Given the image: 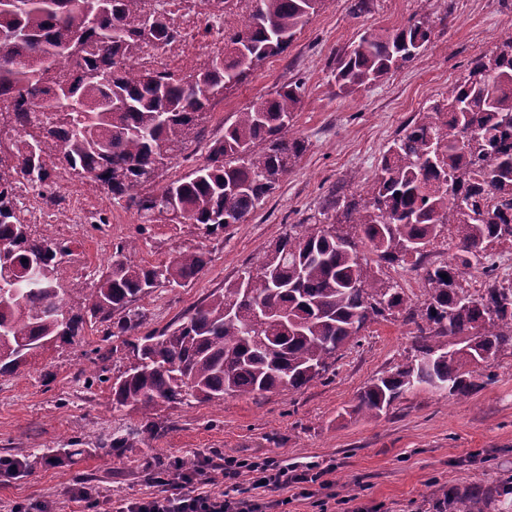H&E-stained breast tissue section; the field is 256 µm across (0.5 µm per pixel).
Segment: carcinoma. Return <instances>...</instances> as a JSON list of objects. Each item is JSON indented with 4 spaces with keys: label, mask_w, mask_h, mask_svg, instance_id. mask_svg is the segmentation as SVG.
<instances>
[{
    "label": "carcinoma",
    "mask_w": 512,
    "mask_h": 512,
    "mask_svg": "<svg viewBox=\"0 0 512 512\" xmlns=\"http://www.w3.org/2000/svg\"><path fill=\"white\" fill-rule=\"evenodd\" d=\"M254 2L224 52L188 77L135 69L143 46L168 45L175 33L167 15L146 10L144 0H26L22 11L0 13V128L9 132L0 137V376L88 326L134 335L146 318L134 302L186 286L210 261L204 249L188 248L158 264L136 262L132 240L115 246L91 282L62 288L56 273L70 245L48 230L31 233L19 185L48 192L57 172L68 171L135 208L143 233L169 221L218 235L245 222L303 155L305 141L291 124L302 86L288 84L236 113L188 175L155 185L165 159L197 138L202 113L284 52L324 0ZM430 36L428 24L414 18L367 31L336 57L331 76L341 92L355 93L413 60ZM511 134L512 31L415 114L381 156L366 197L326 200L322 215L334 213L332 222L284 236L185 320L137 338L119 375L105 377L101 367L112 411L139 415L103 447L121 453L154 438L156 417L170 404L296 391L395 309L417 328L416 354L371 380L350 413L378 417L421 385L451 395L473 391V368L512 350V282L495 274L488 253L494 242H512ZM487 195L496 200L492 208ZM338 224L355 225L357 234L339 232ZM447 224L457 240L455 262L420 264ZM410 259L427 286L420 303L379 277L381 267ZM473 266L485 276L476 298L458 283Z\"/></svg>",
    "instance_id": "carcinoma-1"
}]
</instances>
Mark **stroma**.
Here are the masks:
<instances>
[{"instance_id": "stroma-1", "label": "stroma", "mask_w": 512, "mask_h": 512, "mask_svg": "<svg viewBox=\"0 0 512 512\" xmlns=\"http://www.w3.org/2000/svg\"><path fill=\"white\" fill-rule=\"evenodd\" d=\"M351 4L325 0L287 50L264 60L200 117L197 139L161 171L167 181L185 176L236 112L276 87L302 83L292 125L307 149L247 221L217 236L193 224L161 223L141 235L135 209L113 202L91 179L65 177L55 193L83 203L91 220L53 227L73 251L57 271L60 285L90 281L110 263L113 244L132 237L139 244L134 258L143 262L203 248L211 261L188 285L160 288L140 300L147 319L139 335L159 333L259 264L285 234L313 225L330 194L361 195L415 112L512 29V0H369L361 14ZM414 16L432 30L426 49L375 85L339 95L330 74L337 50L364 31ZM415 334L414 324L394 313L344 348L334 373L297 391L228 396L218 405H171L160 413L159 437L118 455L103 441L138 417L113 412L108 384L87 377L93 349L110 351L108 365L115 372L124 370L132 353L127 337H105L100 325L86 329L74 342L57 344L15 374L0 376V458L24 463L21 473L0 480V512L31 501L47 503L50 512H118L129 499L159 492L152 473L159 457L195 458L206 472L195 491L216 496L225 490L229 458L332 467V487L311 483L308 496L295 499L241 481L249 498L265 503L264 512H462V503L447 501L446 491L512 479V352L480 364L469 395L423 386L380 417L350 413L372 378L390 374L411 355ZM72 441L80 454L61 458L60 448ZM81 487L92 489L95 504L73 500Z\"/></svg>"}]
</instances>
